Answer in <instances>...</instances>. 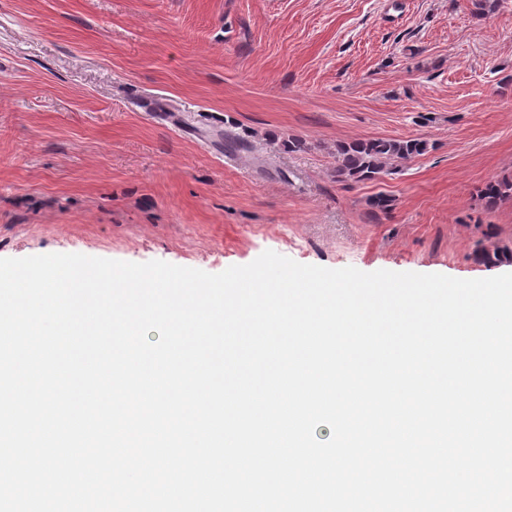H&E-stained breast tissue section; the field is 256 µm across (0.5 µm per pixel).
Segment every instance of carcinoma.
<instances>
[{
	"mask_svg": "<svg viewBox=\"0 0 512 512\" xmlns=\"http://www.w3.org/2000/svg\"><path fill=\"white\" fill-rule=\"evenodd\" d=\"M427 144L418 139H377L356 141L338 147L336 178L373 181L385 172L392 161L406 160L426 151ZM484 197L495 203L512 197V180L503 178L489 183Z\"/></svg>",
	"mask_w": 512,
	"mask_h": 512,
	"instance_id": "carcinoma-1",
	"label": "carcinoma"
}]
</instances>
